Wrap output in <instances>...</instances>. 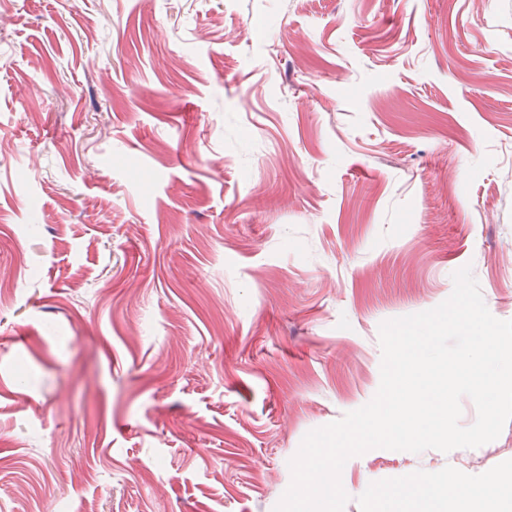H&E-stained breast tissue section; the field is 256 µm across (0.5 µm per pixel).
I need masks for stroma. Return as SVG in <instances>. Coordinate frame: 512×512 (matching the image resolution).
Instances as JSON below:
<instances>
[{
  "label": "stroma",
  "instance_id": "obj_1",
  "mask_svg": "<svg viewBox=\"0 0 512 512\" xmlns=\"http://www.w3.org/2000/svg\"><path fill=\"white\" fill-rule=\"evenodd\" d=\"M467 265L512 319V0H0V512H274Z\"/></svg>",
  "mask_w": 512,
  "mask_h": 512
}]
</instances>
